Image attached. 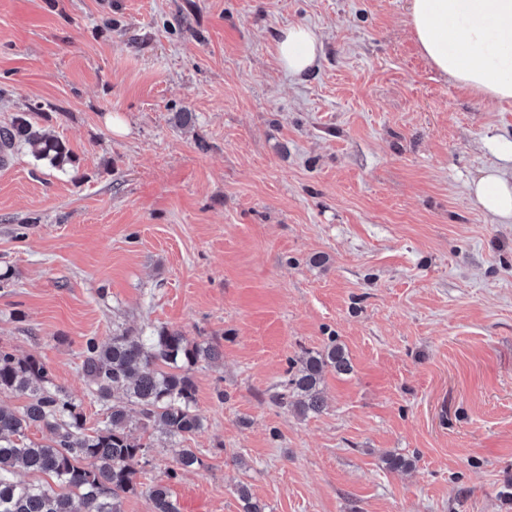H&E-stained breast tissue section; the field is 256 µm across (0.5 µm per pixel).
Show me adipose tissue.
Here are the masks:
<instances>
[{
    "label": "adipose tissue",
    "mask_w": 512,
    "mask_h": 512,
    "mask_svg": "<svg viewBox=\"0 0 512 512\" xmlns=\"http://www.w3.org/2000/svg\"><path fill=\"white\" fill-rule=\"evenodd\" d=\"M409 25L423 55L450 81L491 101L512 99V0H410ZM321 42L310 27L291 25L276 42L278 61L293 76L313 69ZM487 146L497 163L469 186L474 201L498 222L512 223V138Z\"/></svg>",
    "instance_id": "ef3b65f1"
}]
</instances>
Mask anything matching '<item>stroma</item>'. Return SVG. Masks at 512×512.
I'll return each mask as SVG.
<instances>
[{"instance_id": "1", "label": "stroma", "mask_w": 512, "mask_h": 512, "mask_svg": "<svg viewBox=\"0 0 512 512\" xmlns=\"http://www.w3.org/2000/svg\"><path fill=\"white\" fill-rule=\"evenodd\" d=\"M407 2L0 0V125L36 113L75 158L0 164V348L90 429L87 337L224 353L193 371L201 433L134 430L152 451L124 512L164 481L180 512H242L241 484L266 512H512V223L467 189L512 100L438 74ZM292 24L321 36L300 78ZM332 343L352 370L325 371L324 412L272 404ZM183 447L203 465L169 479ZM320 47L318 33L301 25L283 28L276 42L278 61L288 75L293 76L306 74L315 67Z\"/></svg>"}]
</instances>
